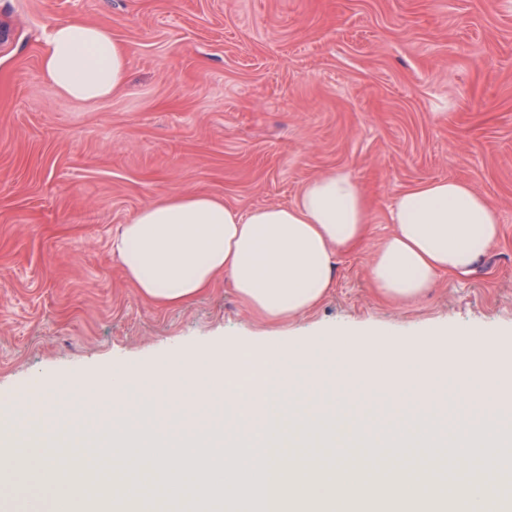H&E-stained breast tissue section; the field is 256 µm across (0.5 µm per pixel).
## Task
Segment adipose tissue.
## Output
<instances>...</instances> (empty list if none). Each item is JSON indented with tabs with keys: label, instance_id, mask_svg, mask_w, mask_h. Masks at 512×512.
I'll return each instance as SVG.
<instances>
[{
	"label": "adipose tissue",
	"instance_id": "1",
	"mask_svg": "<svg viewBox=\"0 0 512 512\" xmlns=\"http://www.w3.org/2000/svg\"><path fill=\"white\" fill-rule=\"evenodd\" d=\"M43 78L80 102L125 84L127 49L106 27L57 21L41 56ZM391 233L369 268L376 292L421 298L446 274L466 273L500 235L497 209L472 184L440 179L404 191L389 213ZM367 202L354 179L334 171L307 182L288 206L240 212L223 198L182 191L140 209L112 239V254L152 303L177 307L228 275L244 305L278 322L312 311L334 285L337 261L369 232ZM68 460L35 448L0 452V475L64 473Z\"/></svg>",
	"mask_w": 512,
	"mask_h": 512
}]
</instances>
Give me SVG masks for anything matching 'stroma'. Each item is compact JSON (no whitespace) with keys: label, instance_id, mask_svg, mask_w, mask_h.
Wrapping results in <instances>:
<instances>
[{"label":"stroma","instance_id":"obj_1","mask_svg":"<svg viewBox=\"0 0 512 512\" xmlns=\"http://www.w3.org/2000/svg\"><path fill=\"white\" fill-rule=\"evenodd\" d=\"M79 19L129 52L116 95L78 102L41 75L50 25ZM344 171L371 207L370 232L340 257L311 313L269 324L228 278L172 308L145 300L112 257L113 237L164 195L222 197L239 210L291 204L313 178ZM472 183L502 235L469 274L418 301L382 300L368 276L405 190ZM512 328V0H0V397L33 378L152 362L214 340L300 339L339 326L391 336L456 324ZM384 414L336 421L332 445L299 454L358 465L385 450ZM367 426L364 443L355 429ZM411 475L446 494L480 474ZM129 476L141 512H232L223 499L162 496V473Z\"/></svg>","mask_w":512,"mask_h":512}]
</instances>
